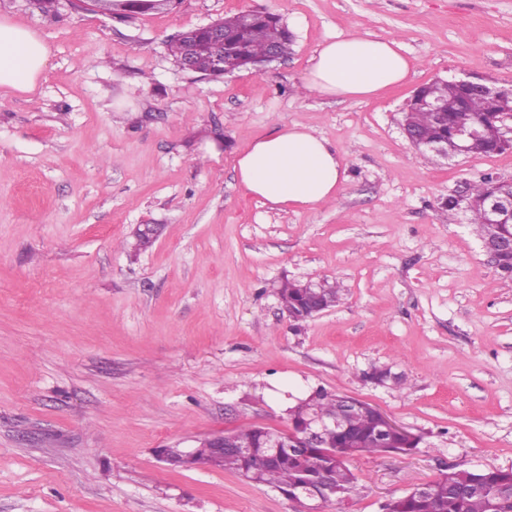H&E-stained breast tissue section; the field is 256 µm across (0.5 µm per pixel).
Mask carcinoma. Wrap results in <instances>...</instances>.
<instances>
[{
    "mask_svg": "<svg viewBox=\"0 0 512 512\" xmlns=\"http://www.w3.org/2000/svg\"><path fill=\"white\" fill-rule=\"evenodd\" d=\"M158 4L143 5L137 0H111L105 8L125 15L132 10H151ZM226 44L215 47L224 55L228 73L252 68V64L267 52L271 39H277L280 57L291 53L292 35L281 18L265 10L253 11L249 23H243V13L224 17ZM422 93L439 103L441 111L431 112L423 107L414 108L409 122L422 140L448 137V152L455 151V131L479 123H488L498 116V111L512 105L502 104L479 92L463 89L456 84L435 80L424 85ZM496 142L479 138L469 142V154L474 157L492 153ZM469 224L480 240L494 233L493 226L485 223L481 209L469 210ZM282 300L288 305L290 319L301 325L314 316V309L325 301H339L338 288L326 283L318 288H303L294 281H285L279 288ZM342 418L341 425L324 436L317 444L302 448H285L274 459H265L266 442L270 431L261 427L242 428L227 433L224 453L205 444L193 450L190 462L193 468H222L258 484L277 488L283 495L291 496L308 487L319 492L346 498L354 490L358 478L349 467V461L358 454L403 453L419 447L421 440H408L397 436L391 440L377 436L379 426L367 410L346 411L342 396L318 390L307 405L294 407V419L304 413ZM241 448H251L246 456ZM182 449L160 448L158 457L171 469L180 468ZM384 512H512V469L477 467L441 472L426 482V488L417 485L405 494L389 499Z\"/></svg>",
    "mask_w": 512,
    "mask_h": 512,
    "instance_id": "cac0c4a2",
    "label": "carcinoma"
}]
</instances>
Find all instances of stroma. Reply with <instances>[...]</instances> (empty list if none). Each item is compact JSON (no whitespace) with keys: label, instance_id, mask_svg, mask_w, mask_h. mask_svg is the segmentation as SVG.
Listing matches in <instances>:
<instances>
[{"label":"stroma","instance_id":"stroma-1","mask_svg":"<svg viewBox=\"0 0 512 512\" xmlns=\"http://www.w3.org/2000/svg\"><path fill=\"white\" fill-rule=\"evenodd\" d=\"M256 8L288 25V58L179 69L173 36ZM0 19L50 50L34 92L0 97V512H302L156 451L289 432L318 389L425 437L408 457H354L356 490L319 512H383L449 466L512 468V278L444 207L481 175L512 179V149L445 161L401 130L435 79L512 85V0H169L129 18L0 0ZM351 32L400 40L408 78L361 99L308 90L310 57ZM298 123L342 155L335 198L248 195L237 155ZM139 224L162 233L137 250ZM287 279L341 300L295 326ZM375 367L386 382L366 380Z\"/></svg>","mask_w":512,"mask_h":512}]
</instances>
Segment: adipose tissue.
Instances as JSON below:
<instances>
[{
    "mask_svg": "<svg viewBox=\"0 0 512 512\" xmlns=\"http://www.w3.org/2000/svg\"><path fill=\"white\" fill-rule=\"evenodd\" d=\"M49 55L35 32L0 21V90L33 91ZM410 71L411 62L397 39L336 37L310 58L305 86L325 96L364 98L401 84ZM235 170L253 197L298 207L333 198L346 174L339 151L302 124L255 139L237 156Z\"/></svg>",
    "mask_w": 512,
    "mask_h": 512,
    "instance_id": "ef3b65f1",
    "label": "adipose tissue"
}]
</instances>
